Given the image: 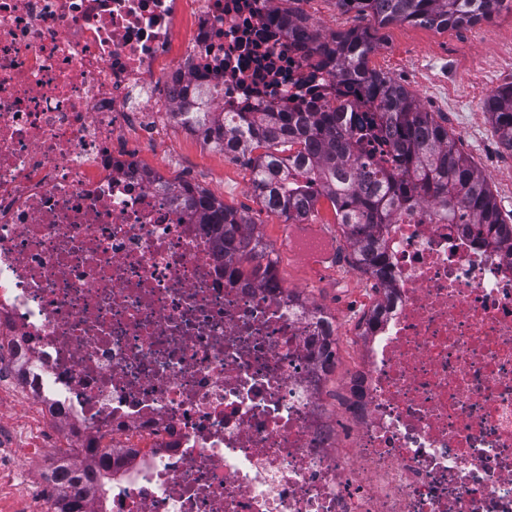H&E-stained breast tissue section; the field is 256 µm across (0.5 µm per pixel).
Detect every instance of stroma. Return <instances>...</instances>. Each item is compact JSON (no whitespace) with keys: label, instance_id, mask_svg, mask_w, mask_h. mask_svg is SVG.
<instances>
[{"label":"stroma","instance_id":"1","mask_svg":"<svg viewBox=\"0 0 512 512\" xmlns=\"http://www.w3.org/2000/svg\"><path fill=\"white\" fill-rule=\"evenodd\" d=\"M273 5L302 18L324 37L354 28L368 30L379 71L404 84L419 105L450 132H457L466 122L481 129L480 138H463L459 144L492 188L512 178V156L500 153L484 111L486 97L512 80L511 13H501L471 27L437 31L408 22L382 26L366 15L340 13L335 0H273ZM165 150L179 157L172 171L174 179L195 180L226 206L245 212L266 244L278 241L285 219L267 210L253 195L252 168L246 156L227 155L219 148L204 146L176 127L168 132ZM275 260L284 284L303 289L327 307H335V271L312 282L298 255L280 252Z\"/></svg>","mask_w":512,"mask_h":512}]
</instances>
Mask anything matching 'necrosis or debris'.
<instances>
[{"mask_svg":"<svg viewBox=\"0 0 512 512\" xmlns=\"http://www.w3.org/2000/svg\"><path fill=\"white\" fill-rule=\"evenodd\" d=\"M268 0H0V475L82 512H512V247L437 205L375 226L388 299L328 309L192 223L175 113L362 117ZM349 346L335 402L323 398Z\"/></svg>","mask_w":512,"mask_h":512,"instance_id":"necrosis-or-debris-1","label":"necrosis or debris"}]
</instances>
